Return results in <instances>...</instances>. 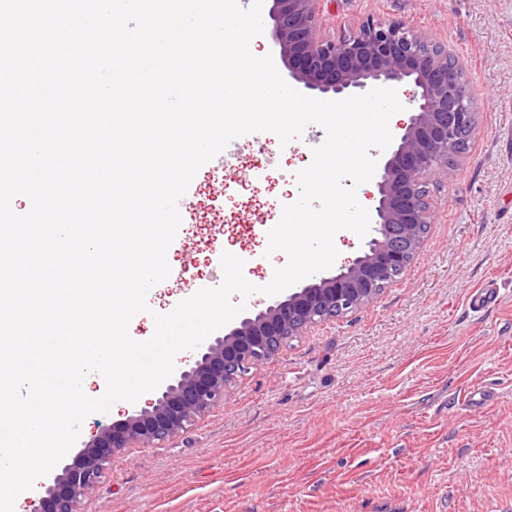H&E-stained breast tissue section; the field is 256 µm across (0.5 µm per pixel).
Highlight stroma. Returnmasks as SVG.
<instances>
[{
  "label": "stroma",
  "instance_id": "stroma-1",
  "mask_svg": "<svg viewBox=\"0 0 512 512\" xmlns=\"http://www.w3.org/2000/svg\"><path fill=\"white\" fill-rule=\"evenodd\" d=\"M402 21L447 43L477 124L437 220L401 280L251 370L208 416L155 448L116 456L81 512H512V0H326L321 32ZM325 131L281 144L233 139L181 205L167 279L128 327L223 281L224 252L252 283L288 262L266 227L298 198ZM494 284L497 302L470 309Z\"/></svg>",
  "mask_w": 512,
  "mask_h": 512
}]
</instances>
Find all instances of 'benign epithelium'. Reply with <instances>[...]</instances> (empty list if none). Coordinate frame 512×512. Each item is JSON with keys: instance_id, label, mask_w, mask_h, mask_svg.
<instances>
[{"instance_id": "1", "label": "benign epithelium", "mask_w": 512, "mask_h": 512, "mask_svg": "<svg viewBox=\"0 0 512 512\" xmlns=\"http://www.w3.org/2000/svg\"><path fill=\"white\" fill-rule=\"evenodd\" d=\"M272 36L289 76L336 100L377 84H414L417 112L398 127L379 167L375 237L367 250L319 281L288 292L208 339L155 401L87 442L44 485L31 512H80L118 454L177 436L224 403L236 382L311 328L347 317L399 281L436 221L430 186L448 179V158L475 129L468 77L447 44L403 22L372 18L336 41L320 34L322 0H267Z\"/></svg>"}]
</instances>
